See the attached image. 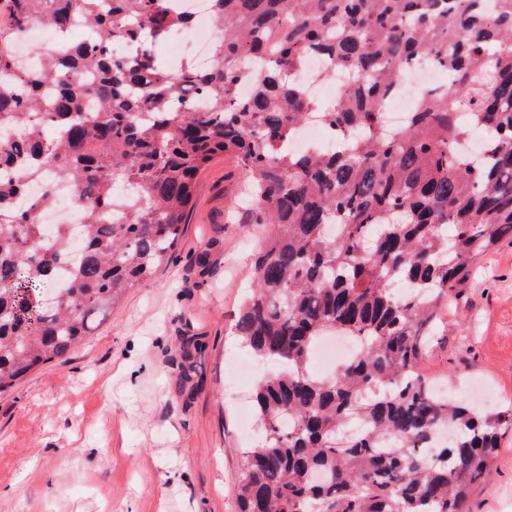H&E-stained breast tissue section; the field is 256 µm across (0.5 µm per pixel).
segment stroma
I'll list each match as a JSON object with an SVG mask.
<instances>
[{"label": "stroma", "mask_w": 512, "mask_h": 512, "mask_svg": "<svg viewBox=\"0 0 512 512\" xmlns=\"http://www.w3.org/2000/svg\"><path fill=\"white\" fill-rule=\"evenodd\" d=\"M241 178L215 155L151 278L66 362L0 395V512H236L241 451L261 437L240 420L253 384L233 380L250 357L232 327L263 236L232 215ZM422 369L441 389L481 382L512 408V243L452 290ZM471 510L512 512V432Z\"/></svg>", "instance_id": "obj_1"}]
</instances>
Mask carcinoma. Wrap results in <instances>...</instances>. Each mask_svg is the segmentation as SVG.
Here are the masks:
<instances>
[{
  "instance_id": "obj_1",
  "label": "carcinoma",
  "mask_w": 512,
  "mask_h": 512,
  "mask_svg": "<svg viewBox=\"0 0 512 512\" xmlns=\"http://www.w3.org/2000/svg\"><path fill=\"white\" fill-rule=\"evenodd\" d=\"M169 2L0 0V393L67 358L153 274L195 175L230 152L246 173L245 223L266 227L236 336L271 365L238 512H471L512 410L440 397L418 366L448 288L512 239V0H210L221 37L207 68L155 54L168 26L192 23ZM77 20L96 37L16 70L11 45L31 22L67 33ZM119 42L135 61L112 56ZM312 54L327 77L349 78L330 107L300 84ZM422 55L456 80L391 133L384 103ZM310 121L339 128L344 145L291 150ZM473 124L486 134L479 164L457 151ZM58 178L84 220L60 288L70 229L47 242L39 222ZM118 190L136 205L104 224ZM336 334L359 351L313 373L316 344ZM445 426L455 438L441 448Z\"/></svg>"
}]
</instances>
